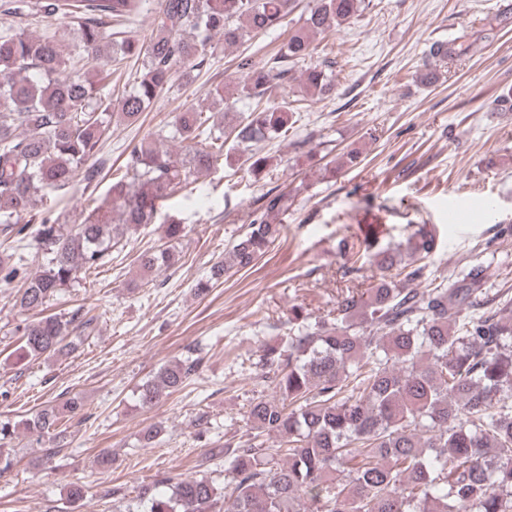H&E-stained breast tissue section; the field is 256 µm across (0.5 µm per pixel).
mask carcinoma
Listing matches in <instances>:
<instances>
[{
  "label": "carcinoma",
  "mask_w": 512,
  "mask_h": 512,
  "mask_svg": "<svg viewBox=\"0 0 512 512\" xmlns=\"http://www.w3.org/2000/svg\"><path fill=\"white\" fill-rule=\"evenodd\" d=\"M144 0H0V16L19 20L66 19L74 27L80 57L96 60L106 42L113 60L141 62L132 89L118 103L120 117L136 121L175 74L188 77L211 67L218 51L285 25L291 0H158L154 28L129 35ZM363 0H312L300 25L288 30L279 50L261 67L240 58L247 70L240 95L255 101L230 125L233 145L270 141L288 132V107L262 104L272 81L286 86L292 67L315 53L314 37L350 23ZM334 63L321 59L300 77L312 97L332 92ZM88 69L64 57L54 38L34 37L22 27L0 32V224H36L27 240L40 269L26 278L15 304L38 310L59 299L79 271L109 262L125 233L156 223L157 201L209 175L224 158V128L208 124L189 105L152 142L125 149L112 178V212L93 211L63 233L57 220L35 211L46 190L90 185L103 171L99 158L110 128V103L86 77ZM185 147L176 158L161 141ZM256 215L196 284L209 292L233 269L264 255L280 234L288 192L270 188L256 198ZM166 245L138 256L140 284L174 265L183 226L165 219ZM401 248L347 237L342 251L353 260L344 273L369 265L371 288L337 297L333 317L312 329H296L261 349L245 430L224 442L218 486L208 477L166 476L141 488L143 512H512V299L489 313L473 295L488 268L475 265L425 288L419 280L434 235ZM81 309L19 328L20 349L32 359L71 350L69 336L91 328ZM197 367L186 359L163 367L140 388L152 404L179 388ZM72 397L36 414L27 430L46 440V461L61 451V416L74 413ZM15 425L0 419V476L14 465L7 440Z\"/></svg>",
  "instance_id": "carcinoma-1"
}]
</instances>
